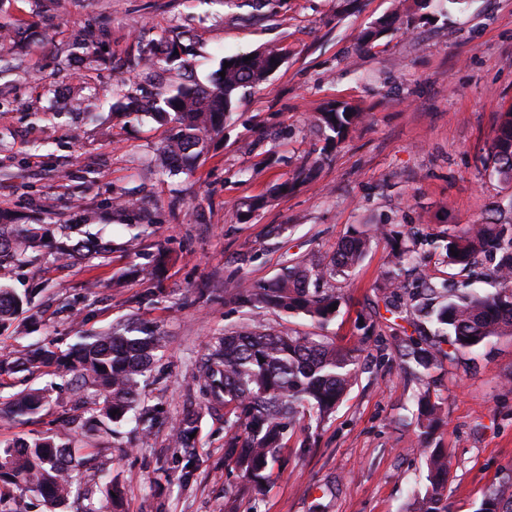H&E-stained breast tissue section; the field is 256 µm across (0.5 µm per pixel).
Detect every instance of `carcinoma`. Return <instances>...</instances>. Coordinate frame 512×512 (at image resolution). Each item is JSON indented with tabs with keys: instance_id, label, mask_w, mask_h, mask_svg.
I'll return each mask as SVG.
<instances>
[{
	"instance_id": "carcinoma-1",
	"label": "carcinoma",
	"mask_w": 512,
	"mask_h": 512,
	"mask_svg": "<svg viewBox=\"0 0 512 512\" xmlns=\"http://www.w3.org/2000/svg\"><path fill=\"white\" fill-rule=\"evenodd\" d=\"M176 44L159 40L141 51L137 65L151 72L165 71L179 60ZM227 68L218 67L209 85L181 83L153 99L142 100L133 93V78L116 81L117 113L141 111L161 124L172 125L173 133L160 146L162 162L169 172H190L215 138L224 132L227 118L246 90L265 81L280 62L279 51L225 57ZM225 76H219V72ZM361 113L347 103L333 104L317 113L315 125L338 142L355 132ZM485 167L502 182L512 184V105L500 112ZM9 227L0 224V264L24 263L28 250L39 246L40 228L30 227L18 242L6 238ZM374 235L387 236L381 226ZM372 235V236H374ZM372 236L355 231L337 246L326 263L289 267L273 283L258 290L240 288L231 300L252 308L272 309L288 316H304L319 328L336 316L330 310L340 294L325 284L353 272L367 253ZM442 250L448 268L459 269L461 286L436 283L429 273L417 270L418 284L408 287L396 276L385 285L387 310L405 307L406 319L434 327L433 339H408L398 347L401 357L413 362L417 373L429 374L439 358L453 360L462 351L476 352L501 336H512V193L477 224L443 233ZM424 240L411 239L392 250L391 263L398 267L418 253ZM458 255H452V252ZM494 277L499 288L479 294L469 289V280ZM33 288L19 295L0 288V325H10L19 314L28 313L26 323L36 322ZM475 338L469 343L467 339ZM160 346V337L145 327L114 329L87 337L68 351L40 347L17 359L0 358V377L18 372L34 375L53 367L58 375L71 374L86 390L103 396L98 423L105 433L135 422L141 442L151 435L153 415L138 409L141 382ZM360 347L343 348L328 336L317 333L285 334L260 324L232 330L217 338L205 362L194 375L195 385L208 410L224 408L226 434L224 468L244 482L251 495L264 494L281 462L288 433L303 420L321 424L328 419L357 380ZM265 362H260V359ZM48 396L41 389H23L12 395L9 412L30 418L40 412ZM418 405V442L426 454L424 491L413 492L408 512H448L445 486L448 460L440 448L429 443L441 422L436 403L424 393ZM119 411L113 416L111 412ZM203 411L186 412L174 425L171 436V466L161 470L167 483L182 489L192 487L198 462L197 439ZM82 460L81 449L53 436L34 438L19 445H0V486L35 492L51 505L69 501L74 489V472ZM475 512H512V478L488 488Z\"/></svg>"
}]
</instances>
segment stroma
Listing matches in <instances>:
<instances>
[{
	"mask_svg": "<svg viewBox=\"0 0 512 512\" xmlns=\"http://www.w3.org/2000/svg\"><path fill=\"white\" fill-rule=\"evenodd\" d=\"M399 0H0V29L22 52L0 51V218L22 231L42 225L45 247L31 262L0 268V286L39 289V323L0 330V356L134 321L163 348L142 398L155 425L148 444L73 428L101 406L75 399L66 378L0 379V402L23 386L48 387L53 403L24 420L0 412V442L54 436L81 447L79 486L104 502L121 474L125 512H405L425 483L417 445L420 394L442 422L433 443L448 454L449 512H476L486 488L512 475V337L441 361L416 379L396 355L394 336L412 335L387 312L381 284L391 242L373 240L364 260L332 286L341 294L325 335L362 345L359 377L320 426L300 423L265 495L229 500L239 485L224 470V415H204L197 482L187 491L158 483L172 425L198 404L193 374L217 336L246 323L313 331L303 317L230 301L297 262H325L353 230L384 224L434 237L487 216L511 189L486 171L501 110L512 105V0H466L420 23L398 20L372 44L363 35ZM96 35L104 65L81 44ZM174 40L185 66L142 82L144 97L182 82L207 83L222 57L259 49L284 64L250 89L205 160L191 173H164L158 148L170 133L144 113L117 121V66L139 46ZM67 104H60L59 95ZM347 101L363 114L344 142L317 130L314 115ZM293 181L287 194L273 188ZM272 201L247 221L240 202ZM93 241L101 251L64 258L56 246ZM173 261L152 277L154 256ZM374 319L363 339L361 319Z\"/></svg>",
	"mask_w": 512,
	"mask_h": 512,
	"instance_id": "obj_1",
	"label": "stroma"
}]
</instances>
